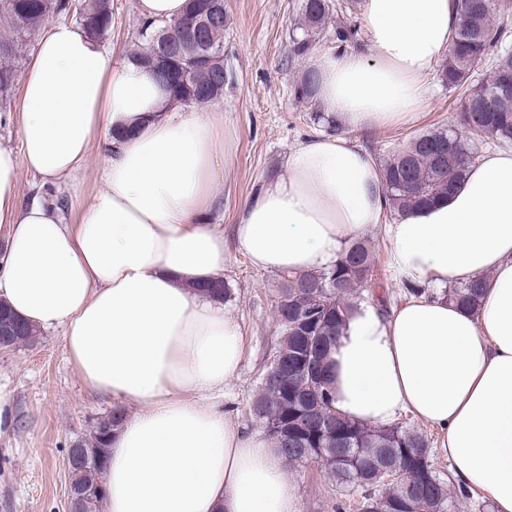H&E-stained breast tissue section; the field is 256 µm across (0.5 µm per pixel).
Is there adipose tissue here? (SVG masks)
Segmentation results:
<instances>
[{
  "mask_svg": "<svg viewBox=\"0 0 512 512\" xmlns=\"http://www.w3.org/2000/svg\"><path fill=\"white\" fill-rule=\"evenodd\" d=\"M365 45L316 54L315 103L341 126L291 150L284 176L245 204L233 240L262 271L334 265L377 226L417 295L363 302L332 352L333 406L383 426L407 414L438 435L453 480L512 512V150H487L437 204L388 223L389 196L356 132L418 121L449 51L458 0H361ZM19 148L0 144V301L58 328L87 386L119 401L103 512H298L271 441L221 404L242 331L199 288L224 271L208 217L231 135L217 113L170 99L128 57L73 24L45 22L19 82ZM101 188L75 223L20 203L21 170L72 180L95 148ZM479 280L477 309L443 292Z\"/></svg>",
  "mask_w": 512,
  "mask_h": 512,
  "instance_id": "ef3b65f1",
  "label": "adipose tissue"
}]
</instances>
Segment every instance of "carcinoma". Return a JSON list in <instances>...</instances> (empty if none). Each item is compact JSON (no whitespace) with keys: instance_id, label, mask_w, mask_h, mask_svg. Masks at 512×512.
Masks as SVG:
<instances>
[{"instance_id":"cac0c4a2","label":"carcinoma","mask_w":512,"mask_h":512,"mask_svg":"<svg viewBox=\"0 0 512 512\" xmlns=\"http://www.w3.org/2000/svg\"><path fill=\"white\" fill-rule=\"evenodd\" d=\"M214 0H188L186 16L170 24L145 23L142 43L131 53L162 81L173 100L187 105H205L224 95V30L227 22L202 24ZM61 0H0V97L12 92L17 62L28 38L50 16L64 14ZM329 0H302L304 35L293 42L294 57L310 55L327 33ZM80 26L95 40L112 31V0H83L76 6ZM475 19L477 37L467 33ZM512 32V0H468L447 57L439 66L442 82L460 91V126L496 144H512V49L504 42ZM490 62L488 77L477 80L474 70ZM316 77L303 73L294 87L300 100L314 97ZM472 141L446 130H431L411 138L406 150L382 158L391 214L432 204L448 194L466 174L467 165L478 158ZM370 292L381 309L389 307L393 290L383 277L373 251L362 242L347 246L329 269L286 279L275 300L281 330L274 351L290 369L281 380L262 378L251 404V415L265 435L280 448L293 467L316 459L336 481V488L349 497L339 509L361 512L370 501L373 512H455L450 484L434 466L429 438L400 422L373 426L353 421L333 408L330 355L341 331L362 299ZM222 301L231 288L217 279L203 288ZM477 282L444 291L448 301L474 308L481 299ZM37 331L21 325L0 304V343L4 347L27 344ZM116 409L94 424L84 454L92 461L71 472L77 485L92 487L104 481L97 467L105 463L109 437L120 425ZM382 469L402 475L397 483L381 485L375 477Z\"/></svg>"}]
</instances>
